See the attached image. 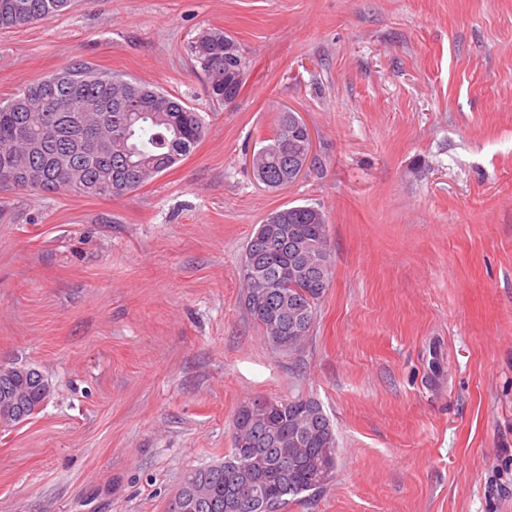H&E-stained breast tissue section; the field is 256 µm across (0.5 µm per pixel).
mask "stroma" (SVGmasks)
<instances>
[{"instance_id": "obj_1", "label": "stroma", "mask_w": 512, "mask_h": 512, "mask_svg": "<svg viewBox=\"0 0 512 512\" xmlns=\"http://www.w3.org/2000/svg\"><path fill=\"white\" fill-rule=\"evenodd\" d=\"M210 28L247 61L227 107L188 52ZM76 60L207 130L123 197L0 189V362L53 388L0 429V512H170L257 397L336 434L287 512H512V0H74L0 30V96ZM288 110L312 156L270 188L249 159ZM295 205L325 214L333 277L289 355L240 267Z\"/></svg>"}]
</instances>
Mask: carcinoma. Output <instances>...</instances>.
I'll return each instance as SVG.
<instances>
[{
  "mask_svg": "<svg viewBox=\"0 0 512 512\" xmlns=\"http://www.w3.org/2000/svg\"><path fill=\"white\" fill-rule=\"evenodd\" d=\"M72 0H0V30L67 11ZM189 51L207 79L211 100L233 103L246 59L221 29L200 33ZM204 119L179 97L103 71L88 62L66 66L0 99V185L22 191L114 198L172 168L197 147ZM307 133L281 113L276 132L254 155L256 178L293 182ZM323 212L308 205L271 212L252 234L240 269L244 306L275 350L304 348L323 295L316 278H332ZM29 409L48 398L22 384ZM336 465V436L310 398H255L232 423L227 459L191 472L181 488L185 512H282L317 492L321 467Z\"/></svg>",
  "mask_w": 512,
  "mask_h": 512,
  "instance_id": "carcinoma-1",
  "label": "carcinoma"
}]
</instances>
